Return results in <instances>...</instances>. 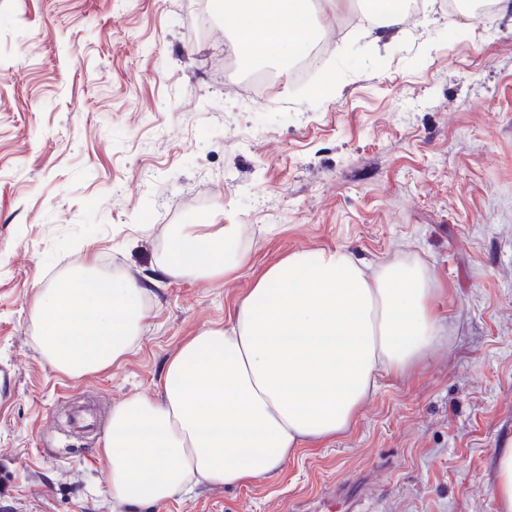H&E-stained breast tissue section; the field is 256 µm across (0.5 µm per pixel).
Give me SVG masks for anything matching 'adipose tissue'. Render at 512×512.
Here are the masks:
<instances>
[{
  "mask_svg": "<svg viewBox=\"0 0 512 512\" xmlns=\"http://www.w3.org/2000/svg\"><path fill=\"white\" fill-rule=\"evenodd\" d=\"M252 65L280 70L318 24L307 0H209ZM232 224L178 225L159 270L221 278L248 260ZM149 291L82 266L67 288L40 289V349L82 377L122 360L138 339ZM428 268L380 264L366 275L342 249L292 253L270 267L229 317L168 361L159 398L112 409L105 453L114 501L158 504L204 484L237 486L280 469L300 448L346 431L379 375L409 371L439 339Z\"/></svg>",
  "mask_w": 512,
  "mask_h": 512,
  "instance_id": "obj_1",
  "label": "adipose tissue"
}]
</instances>
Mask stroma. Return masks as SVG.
Masks as SVG:
<instances>
[{"mask_svg":"<svg viewBox=\"0 0 512 512\" xmlns=\"http://www.w3.org/2000/svg\"><path fill=\"white\" fill-rule=\"evenodd\" d=\"M207 0H0V512H295L369 477L363 512H499L512 446V11L428 7L345 32L304 85L262 100L226 71ZM336 74L335 89L324 77ZM178 224H247L248 263L220 280L159 278ZM341 248L416 259L444 333L378 377L349 429L273 475L167 502L115 503L113 405L158 397L169 359L226 323L273 265ZM150 286L132 351L72 378L43 358L37 292L79 265ZM495 482L493 493L496 495L500 512L512 511V447L496 449L494 455Z\"/></svg>","mask_w":512,"mask_h":512,"instance_id":"1","label":"stroma"}]
</instances>
